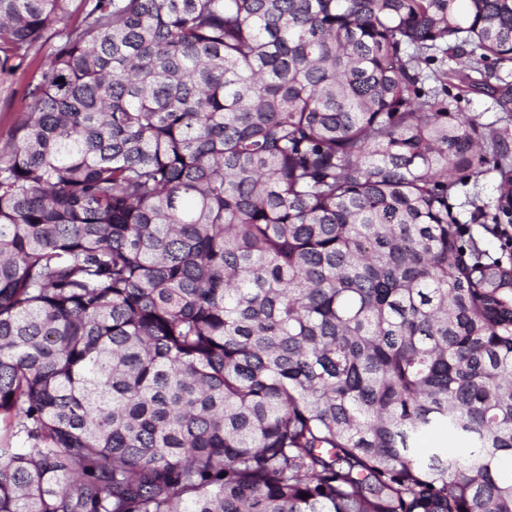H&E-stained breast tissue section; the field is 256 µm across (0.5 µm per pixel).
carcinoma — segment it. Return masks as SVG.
<instances>
[{"label":"carcinoma","instance_id":"carcinoma-1","mask_svg":"<svg viewBox=\"0 0 512 512\" xmlns=\"http://www.w3.org/2000/svg\"><path fill=\"white\" fill-rule=\"evenodd\" d=\"M33 51L0 512H512V269L454 216L492 162L512 224V146L449 109L512 0H0Z\"/></svg>","mask_w":512,"mask_h":512}]
</instances>
